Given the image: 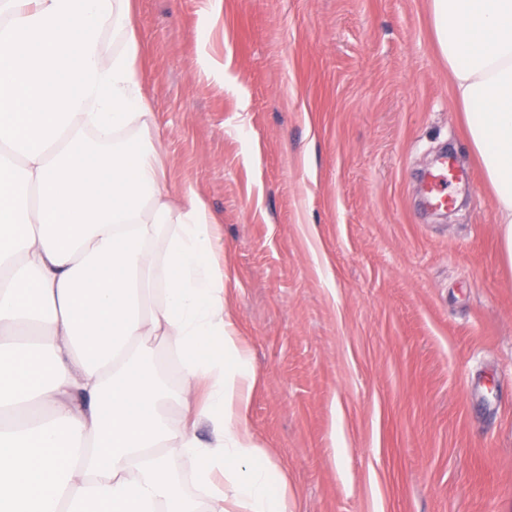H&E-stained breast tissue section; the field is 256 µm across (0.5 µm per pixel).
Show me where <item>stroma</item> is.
<instances>
[{
	"label": "stroma",
	"instance_id": "obj_1",
	"mask_svg": "<svg viewBox=\"0 0 512 512\" xmlns=\"http://www.w3.org/2000/svg\"><path fill=\"white\" fill-rule=\"evenodd\" d=\"M132 2L147 136L219 222L300 512H512V270L430 0ZM444 146L471 182L429 215Z\"/></svg>",
	"mask_w": 512,
	"mask_h": 512
}]
</instances>
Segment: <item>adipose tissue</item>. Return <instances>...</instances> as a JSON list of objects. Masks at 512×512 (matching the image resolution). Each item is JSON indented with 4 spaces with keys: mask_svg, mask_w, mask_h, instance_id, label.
I'll list each match as a JSON object with an SVG mask.
<instances>
[{
    "mask_svg": "<svg viewBox=\"0 0 512 512\" xmlns=\"http://www.w3.org/2000/svg\"><path fill=\"white\" fill-rule=\"evenodd\" d=\"M431 14L512 267V0ZM111 27L125 40L109 57ZM153 122L131 0H0V141L21 151L0 155V335L30 339L0 350V512H181L176 459L205 491L222 478L219 512H297L251 430L258 377L217 220L171 192L137 137ZM156 341L182 358L179 392L146 364ZM199 385L194 416L172 420Z\"/></svg>",
    "mask_w": 512,
    "mask_h": 512,
    "instance_id": "1",
    "label": "adipose tissue"
}]
</instances>
